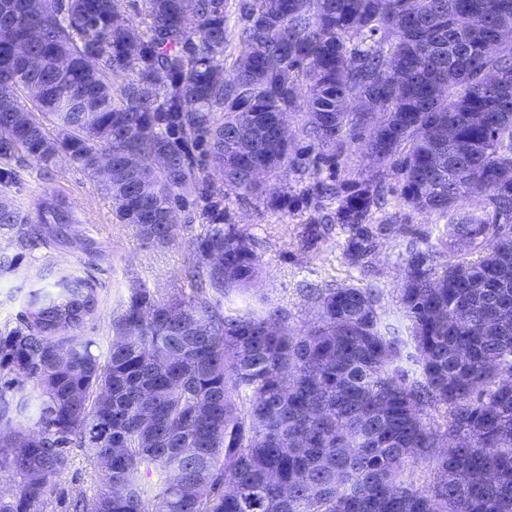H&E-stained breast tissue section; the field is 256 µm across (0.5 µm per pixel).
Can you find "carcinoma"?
Returning a JSON list of instances; mask_svg holds the SVG:
<instances>
[{
    "instance_id": "carcinoma-1",
    "label": "carcinoma",
    "mask_w": 512,
    "mask_h": 512,
    "mask_svg": "<svg viewBox=\"0 0 512 512\" xmlns=\"http://www.w3.org/2000/svg\"><path fill=\"white\" fill-rule=\"evenodd\" d=\"M122 4L0 0V197L30 160L47 184L61 158L92 178L109 158L117 222L157 246L180 224L204 233L188 290L129 289L104 351L80 334L101 289L86 265L0 328V512H45L75 448L112 467L71 512H512V44L488 51L512 0H235L233 28L228 0ZM301 96L285 138L275 117ZM373 124L372 173L320 177ZM288 166L326 209L305 242L339 225L362 267L407 240L409 336L374 284L302 289L318 316L303 332L280 305L229 306L263 271L231 205L288 209L271 183ZM390 173L448 219L438 245L368 223ZM475 183L483 199L456 212ZM78 223L53 190L0 206L20 252L98 256Z\"/></svg>"
}]
</instances>
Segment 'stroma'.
Returning <instances> with one entry per match:
<instances>
[{"label":"stroma","instance_id":"obj_1","mask_svg":"<svg viewBox=\"0 0 512 512\" xmlns=\"http://www.w3.org/2000/svg\"><path fill=\"white\" fill-rule=\"evenodd\" d=\"M52 190L67 195L83 229L88 230L102 249L94 259L92 274L102 285V302L97 314L89 320L82 333L107 346L112 339V308L119 296L130 288L142 285L165 297L179 289L181 271L193 251L199 224L178 225L174 241L156 247L139 238L130 225L116 223L112 215V199L98 180L69 163H60ZM390 204L372 216L376 224H409L426 230L440 223L436 214H428L403 204L399 198L398 182L390 179L384 185ZM233 220L247 229L257 242L263 273L249 287L247 298H262L287 307L291 312L289 324L306 330L316 316L300 295L303 284L358 282L359 268L350 266L342 255L344 235L333 229L328 238L312 248L301 249V238L307 223L318 216L314 205L292 206L288 210H270L254 200L233 204ZM406 243L393 240L372 258L378 282L386 293L384 316L387 320L407 327L408 321L396 299V290L405 277L403 258ZM81 252L74 247L38 248L24 253L16 270L0 275V327L14 323L31 289L43 287L41 269H69L79 266ZM72 467L55 482L48 512H69L71 497L79 491L94 493L98 486L100 466L95 459L74 451Z\"/></svg>","mask_w":512,"mask_h":512}]
</instances>
